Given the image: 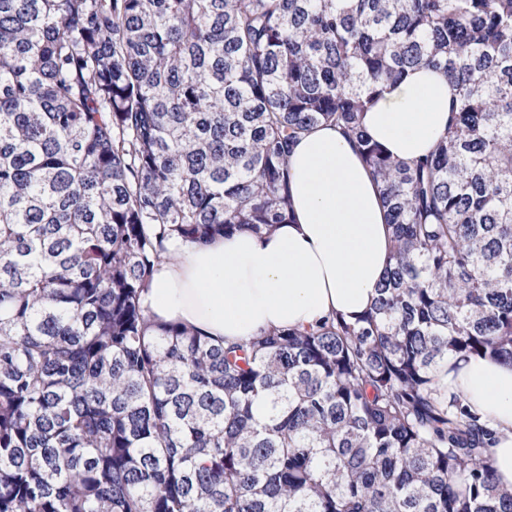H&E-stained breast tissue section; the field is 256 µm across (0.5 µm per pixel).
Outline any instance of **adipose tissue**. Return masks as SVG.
I'll return each instance as SVG.
<instances>
[{"instance_id": "1", "label": "adipose tissue", "mask_w": 512, "mask_h": 512, "mask_svg": "<svg viewBox=\"0 0 512 512\" xmlns=\"http://www.w3.org/2000/svg\"><path fill=\"white\" fill-rule=\"evenodd\" d=\"M457 97L445 73L414 68L384 86L363 127L393 157L417 160L446 132ZM288 170L289 222L262 236L173 241L144 296L152 316L235 340L333 315L352 321L371 307L392 248L380 185L333 126L302 137ZM458 389L501 432L494 462L512 487V366L472 358L458 372Z\"/></svg>"}]
</instances>
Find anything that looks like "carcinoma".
Masks as SVG:
<instances>
[{"label": "carcinoma", "instance_id": "carcinoma-1", "mask_svg": "<svg viewBox=\"0 0 512 512\" xmlns=\"http://www.w3.org/2000/svg\"><path fill=\"white\" fill-rule=\"evenodd\" d=\"M422 65L458 105L395 160L361 117ZM324 122L388 210L372 308L152 320L170 240L287 223ZM479 356L512 365V0H0V512H512L436 384Z\"/></svg>", "mask_w": 512, "mask_h": 512}]
</instances>
